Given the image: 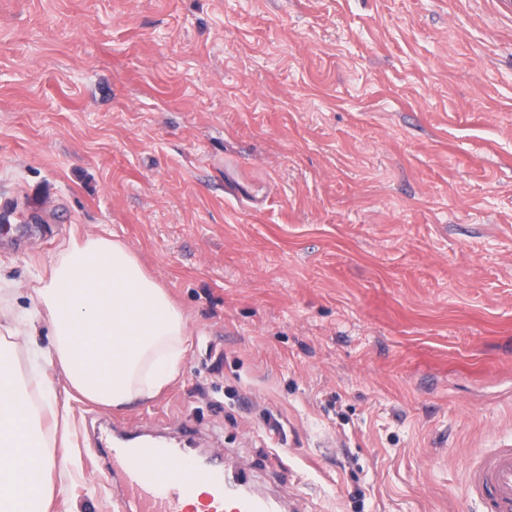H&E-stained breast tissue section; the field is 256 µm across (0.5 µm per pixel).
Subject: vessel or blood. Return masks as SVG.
<instances>
[{
	"mask_svg": "<svg viewBox=\"0 0 512 512\" xmlns=\"http://www.w3.org/2000/svg\"><path fill=\"white\" fill-rule=\"evenodd\" d=\"M99 443L107 450L105 469L121 487L119 512H190L200 489L209 512H283L281 502L233 488L221 456L202 464L172 442H136L108 430ZM467 487L479 512H512V438L469 464Z\"/></svg>",
	"mask_w": 512,
	"mask_h": 512,
	"instance_id": "b4317fda",
	"label": "vessel or blood"
}]
</instances>
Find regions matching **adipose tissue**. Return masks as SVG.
<instances>
[{
	"label": "adipose tissue",
	"instance_id": "ef3b65f1",
	"mask_svg": "<svg viewBox=\"0 0 512 512\" xmlns=\"http://www.w3.org/2000/svg\"><path fill=\"white\" fill-rule=\"evenodd\" d=\"M29 288L33 306L22 309L15 288L0 284V512H51L55 458L70 432L60 395L111 409L153 398L175 378L189 333L166 288L109 235L71 237ZM44 331L48 344L34 343ZM19 336L28 339L24 376Z\"/></svg>",
	"mask_w": 512,
	"mask_h": 512
}]
</instances>
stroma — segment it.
I'll return each mask as SVG.
<instances>
[{
  "mask_svg": "<svg viewBox=\"0 0 512 512\" xmlns=\"http://www.w3.org/2000/svg\"><path fill=\"white\" fill-rule=\"evenodd\" d=\"M103 233L191 337L155 398L69 400L73 512L116 510L100 425L307 512H476L512 437V0H0L18 306ZM467 487L479 512H512V438L469 464Z\"/></svg>",
  "mask_w": 512,
  "mask_h": 512,
  "instance_id": "obj_1",
  "label": "stroma"
}]
</instances>
